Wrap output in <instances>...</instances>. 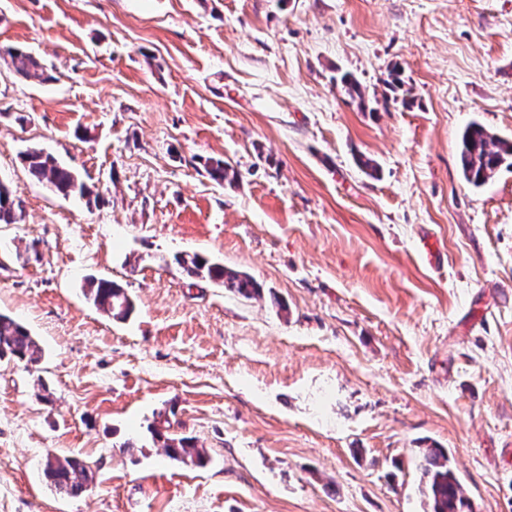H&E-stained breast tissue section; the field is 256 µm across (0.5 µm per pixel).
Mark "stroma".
Wrapping results in <instances>:
<instances>
[{
  "label": "stroma",
  "instance_id": "35a3bbf8",
  "mask_svg": "<svg viewBox=\"0 0 512 512\" xmlns=\"http://www.w3.org/2000/svg\"><path fill=\"white\" fill-rule=\"evenodd\" d=\"M7 47L54 79L0 68V313L42 349L0 361V512H427L429 445L475 512H512V167H459L470 123L512 140V0H0ZM193 254L262 295L189 280ZM165 412L205 466L166 457ZM50 450L92 489L47 483ZM4 54L10 57L16 72L26 80L45 83L54 79L34 56L22 49L10 47L0 51V56ZM22 161L31 176L41 183H48L52 190L63 197L78 196L91 205L97 201L92 199V190L70 168L56 157L40 148H29L22 156ZM21 201L15 191L0 183V224H17ZM85 296L96 309L111 318L124 320L134 311V302L125 288L109 279L88 278ZM57 456L55 465L43 467L45 478L62 494L76 497L87 492L94 484L91 466L77 457Z\"/></svg>",
  "mask_w": 512,
  "mask_h": 512
}]
</instances>
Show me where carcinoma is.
<instances>
[{
  "mask_svg": "<svg viewBox=\"0 0 512 512\" xmlns=\"http://www.w3.org/2000/svg\"><path fill=\"white\" fill-rule=\"evenodd\" d=\"M10 57L16 72L28 81L45 83L53 76L31 54L20 48L10 47L0 51ZM341 90L365 106L360 83L351 75L340 79ZM512 160V141L490 133L482 125L473 122L461 137L459 165L464 179L475 187L484 185L506 161ZM22 161L31 176L41 183L51 185L52 190L64 197L78 196L92 204V190L70 168L56 157L40 148H29ZM210 176L218 181L233 180L235 173L222 159H209L205 163ZM21 201L15 191L0 183V224L18 223ZM184 272L190 277L208 279L247 299L258 296L262 287L249 275L228 269L208 258L195 254L178 259ZM86 298L92 305L109 317L124 320L134 311V302L120 284L103 278L90 277L85 289ZM41 357V348L30 333L7 315L0 314V360L8 358L33 365ZM172 422L165 417L154 427L155 437L163 442L165 455L173 461L203 466L207 455L194 440L170 433ZM420 468L423 476V494L430 512H473L465 497L448 457L443 448L429 446L420 449ZM45 478L62 494L76 497L94 484V472L90 465L73 456H59L55 465L43 467Z\"/></svg>",
  "mask_w": 512,
  "mask_h": 512,
  "instance_id": "carcinoma-1",
  "label": "carcinoma"
}]
</instances>
